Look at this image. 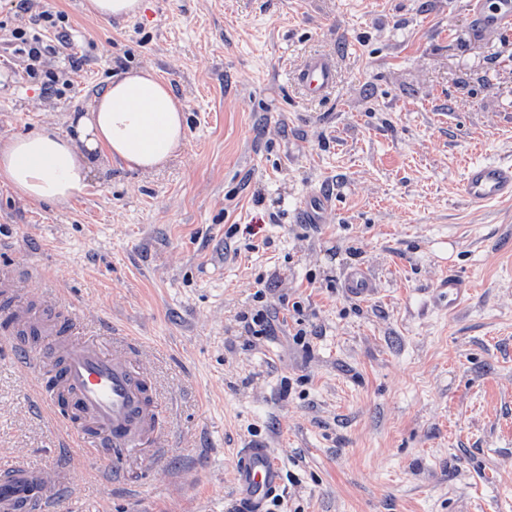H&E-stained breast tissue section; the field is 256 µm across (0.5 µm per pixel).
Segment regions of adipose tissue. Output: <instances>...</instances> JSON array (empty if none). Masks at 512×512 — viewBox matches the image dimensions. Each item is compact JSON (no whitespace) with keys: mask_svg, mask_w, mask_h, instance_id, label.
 <instances>
[{"mask_svg":"<svg viewBox=\"0 0 512 512\" xmlns=\"http://www.w3.org/2000/svg\"><path fill=\"white\" fill-rule=\"evenodd\" d=\"M185 112L155 69L121 73L76 115L73 135L43 126L0 141V181L26 199L64 205L84 188L94 157L153 172L185 139Z\"/></svg>","mask_w":512,"mask_h":512,"instance_id":"adipose-tissue-1","label":"adipose tissue"}]
</instances>
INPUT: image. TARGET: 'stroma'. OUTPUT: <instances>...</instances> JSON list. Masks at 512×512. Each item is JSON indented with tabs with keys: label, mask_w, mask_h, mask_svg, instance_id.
Segmentation results:
<instances>
[{
	"label": "stroma",
	"mask_w": 512,
	"mask_h": 512,
	"mask_svg": "<svg viewBox=\"0 0 512 512\" xmlns=\"http://www.w3.org/2000/svg\"><path fill=\"white\" fill-rule=\"evenodd\" d=\"M85 3L31 0L66 15L81 60L50 96L4 51L31 12L0 0V139L69 132L113 74L151 67L186 141L150 174L94 167L64 206L0 182V268H41L25 296L72 300L103 352L113 325L141 337L167 445L103 477L55 447L0 351V457L67 464L58 512H238L257 446L279 512H512V201L459 194L467 162L512 160V28L468 0H142L110 23ZM327 48L336 87L306 99L295 71ZM318 192L325 223H300ZM357 267L373 295L346 288ZM451 273L470 291L436 305ZM265 303L278 319L251 335L240 317ZM281 480V471L268 448L246 449L234 474L235 490L244 504V512H274L271 508L266 510V504Z\"/></svg>",
	"instance_id": "35a3bbf8"
}]
</instances>
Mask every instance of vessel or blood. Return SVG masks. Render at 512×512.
<instances>
[{"label": "vessel or blood", "instance_id": "obj_1", "mask_svg": "<svg viewBox=\"0 0 512 512\" xmlns=\"http://www.w3.org/2000/svg\"><path fill=\"white\" fill-rule=\"evenodd\" d=\"M470 7L484 29L512 26V0H472ZM298 80L308 98L324 97L336 84L333 58L308 56ZM460 189L463 198L475 205L512 200V163H467ZM330 208L328 198L312 195L300 202L298 216L302 223L321 224ZM40 274L37 268L0 270V346L10 349L21 368L33 376V397L51 423L59 426L66 447L97 460L102 473H113L128 449L145 441L164 444L155 386L132 363L139 350L135 337L114 334L116 350L104 353L97 344L75 338L66 300L54 298L37 307L24 298L21 288ZM345 281L359 295L376 288L362 268L349 271ZM23 333L37 334L45 342L30 346L20 341ZM281 480L269 449H246L234 474L246 512H266ZM67 482L66 468L1 460L0 512H52Z\"/></svg>", "mask_w": 512, "mask_h": 512}]
</instances>
